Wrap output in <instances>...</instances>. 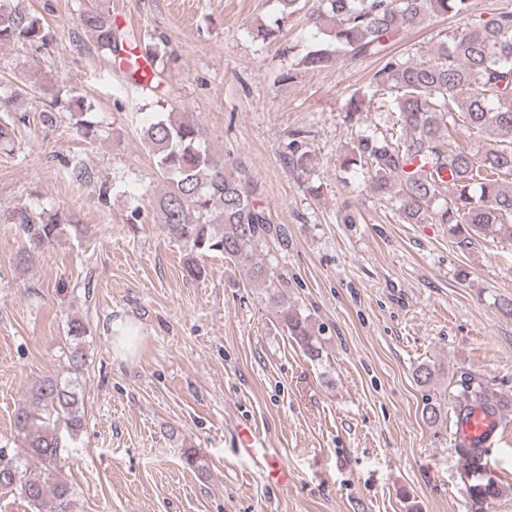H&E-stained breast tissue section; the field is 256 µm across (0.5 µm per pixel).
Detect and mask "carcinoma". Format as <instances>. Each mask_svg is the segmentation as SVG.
Here are the masks:
<instances>
[{"label": "carcinoma", "mask_w": 512, "mask_h": 512, "mask_svg": "<svg viewBox=\"0 0 512 512\" xmlns=\"http://www.w3.org/2000/svg\"><path fill=\"white\" fill-rule=\"evenodd\" d=\"M470 0H317L308 14L309 23L329 31L328 40L311 45L297 65L322 70L338 61L375 58L381 62L374 74L377 84L391 94L390 106L398 113L397 130L366 135L359 127L361 104L351 100L346 121L351 127V148L341 161L346 170L365 174L373 194H394L399 218L407 224L431 221L453 224L470 244L483 231L497 226L512 240V12L500 13L453 34L439 47L433 62H410L393 51L404 35L426 20L452 14L468 17ZM83 29L93 33L99 50L107 56L119 53L129 36L97 9L80 16ZM52 35L44 19L0 0V46L43 47ZM167 63L155 49L150 77L142 82L137 70L126 66L129 82L152 89L162 78ZM72 128L87 142L98 136L91 106L71 98L66 102ZM24 116H0V148L8 147L15 126ZM483 137V151L459 139L460 128ZM142 139L154 160L156 172L168 189L152 204L167 234L190 248L201 260L219 252L245 269L249 284L261 290L277 308L289 335L313 360L319 358L322 329H314L308 317L284 306L279 289L283 277L258 260V255L280 236L281 227L259 201L260 187L244 171L228 172L224 156L204 146L198 124L173 112H159L142 129ZM12 223L22 225L35 248L51 245L62 217L14 211ZM87 328L73 319L68 350L73 372L85 362L81 343ZM448 400L455 416L477 405L489 413L500 410V401L489 393L482 379L460 373ZM84 426L82 399L75 380L47 378L37 382L15 411L14 428L23 448L0 466V491L16 492L32 512H79L72 487L57 478L61 469L62 438L79 434ZM489 444L461 448L469 463L471 484L466 488L472 512L500 494L499 485L483 479L481 469Z\"/></svg>", "instance_id": "obj_1"}]
</instances>
